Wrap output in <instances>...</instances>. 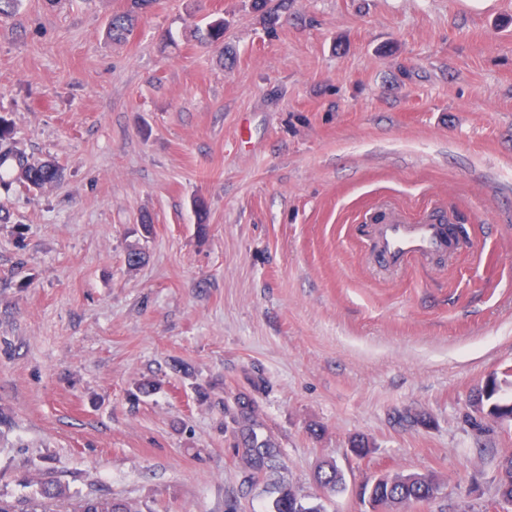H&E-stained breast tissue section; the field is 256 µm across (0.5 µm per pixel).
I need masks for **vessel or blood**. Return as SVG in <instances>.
Wrapping results in <instances>:
<instances>
[{"mask_svg":"<svg viewBox=\"0 0 512 512\" xmlns=\"http://www.w3.org/2000/svg\"><path fill=\"white\" fill-rule=\"evenodd\" d=\"M373 236L379 259L390 269L401 268L416 258L445 253L452 246L442 222L426 216L410 219L393 211L374 224Z\"/></svg>","mask_w":512,"mask_h":512,"instance_id":"vessel-or-blood-1","label":"vessel or blood"}]
</instances>
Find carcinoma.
I'll use <instances>...</instances> for the list:
<instances>
[{
    "mask_svg": "<svg viewBox=\"0 0 512 512\" xmlns=\"http://www.w3.org/2000/svg\"><path fill=\"white\" fill-rule=\"evenodd\" d=\"M154 0H130V8L115 12L108 24V37L114 42H123L133 31L138 14L145 12ZM253 8L261 13L266 29L272 31L278 22L277 12L267 9V0H253ZM193 37L200 43L214 44L224 40V19H216L201 27L193 28ZM4 154L15 159L17 168L15 174L0 175V191L8 195L16 187L34 184L44 187L61 180L62 172L51 162L31 164L25 158L11 150ZM475 400L489 408L494 415L512 417V402L497 397L495 384H490L480 390ZM255 405L249 399L240 395L235 398L232 412V422L236 425L238 437L237 447L242 449L244 469L248 478L253 479L260 474L275 473L284 468L281 463L282 451L277 443L269 436L257 432L254 419ZM318 482L327 490L336 491L344 484V476L334 463L321 467L317 476ZM439 485L436 479L428 473L412 472L397 473L392 479L379 478L372 489L373 497L381 502L386 512H401V509L412 503L429 502L436 497ZM495 494L499 502L512 506V453L501 457L498 464V477ZM64 490L57 485L42 486L39 497L29 501V509L25 512H48L46 501L61 498ZM78 512H133L126 502L89 498L80 505ZM269 512H322L317 506H307L298 499L294 491L285 482L279 481L274 485V498L269 506Z\"/></svg>",
    "mask_w": 512,
    "mask_h": 512,
    "instance_id": "1",
    "label": "carcinoma"
}]
</instances>
